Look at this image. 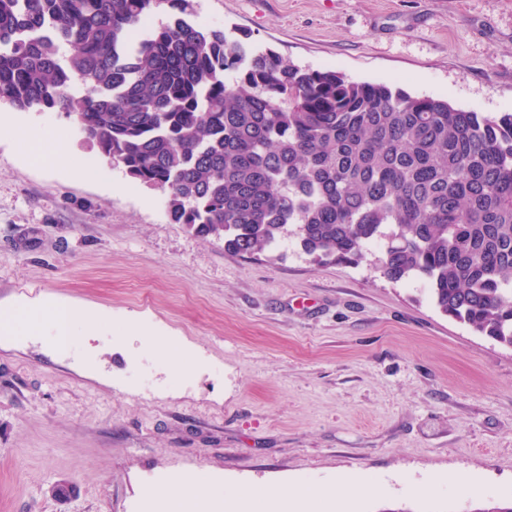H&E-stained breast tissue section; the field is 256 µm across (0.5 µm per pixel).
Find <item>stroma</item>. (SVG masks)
<instances>
[{"instance_id": "stroma-1", "label": "stroma", "mask_w": 512, "mask_h": 512, "mask_svg": "<svg viewBox=\"0 0 512 512\" xmlns=\"http://www.w3.org/2000/svg\"><path fill=\"white\" fill-rule=\"evenodd\" d=\"M196 22L293 63L488 117L512 112V0H195ZM67 164L0 134V317L66 303L99 315L0 332V512H182L224 496L367 476L353 512H474L512 500V349L440 314L422 279L322 266L296 244L246 259L171 223L167 198L103 160L58 112ZM463 473L485 493L450 482ZM68 480L74 494L51 496ZM431 484L423 496L411 484Z\"/></svg>"}]
</instances>
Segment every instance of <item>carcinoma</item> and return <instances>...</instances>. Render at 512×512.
Returning a JSON list of instances; mask_svg holds the SVG:
<instances>
[{
  "instance_id": "obj_1",
  "label": "carcinoma",
  "mask_w": 512,
  "mask_h": 512,
  "mask_svg": "<svg viewBox=\"0 0 512 512\" xmlns=\"http://www.w3.org/2000/svg\"><path fill=\"white\" fill-rule=\"evenodd\" d=\"M194 15V0H0V104L72 117L166 193L172 223L240 256L292 237L357 265L377 242L385 278H424L440 313L512 348V113L302 68Z\"/></svg>"
}]
</instances>
